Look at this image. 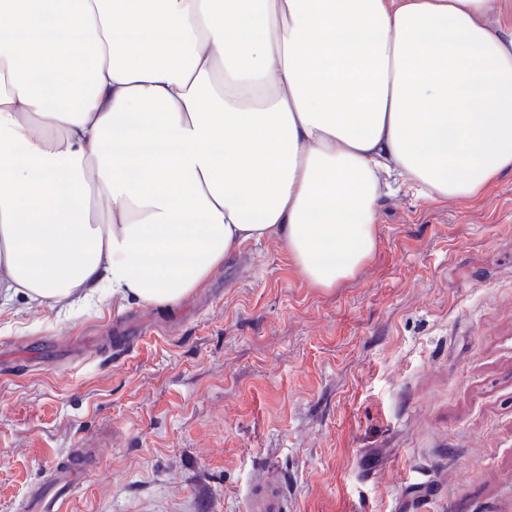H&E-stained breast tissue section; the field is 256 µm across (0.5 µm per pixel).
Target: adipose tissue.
Segmentation results:
<instances>
[{
    "label": "adipose tissue",
    "instance_id": "adipose-tissue-1",
    "mask_svg": "<svg viewBox=\"0 0 512 512\" xmlns=\"http://www.w3.org/2000/svg\"><path fill=\"white\" fill-rule=\"evenodd\" d=\"M509 175L512 0H0V307L174 306L269 239L332 288L382 195Z\"/></svg>",
    "mask_w": 512,
    "mask_h": 512
}]
</instances>
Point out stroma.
Returning a JSON list of instances; mask_svg holds the SVG:
<instances>
[{"instance_id":"obj_1","label":"stroma","mask_w":512,"mask_h":512,"mask_svg":"<svg viewBox=\"0 0 512 512\" xmlns=\"http://www.w3.org/2000/svg\"><path fill=\"white\" fill-rule=\"evenodd\" d=\"M378 224L333 288L264 241L171 309H1L0 512L79 448L73 512H512V176ZM284 498L278 486L261 485L250 497L246 512H286Z\"/></svg>"}]
</instances>
